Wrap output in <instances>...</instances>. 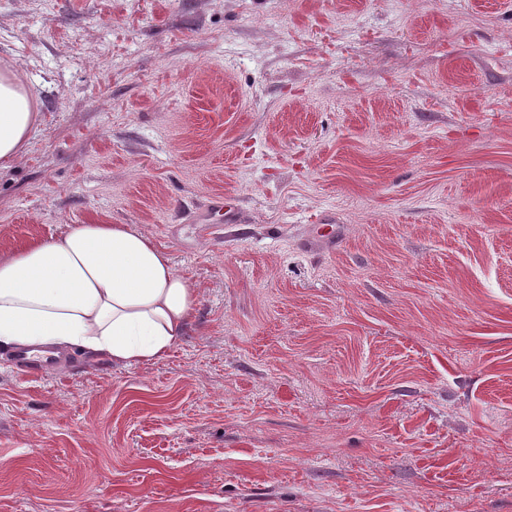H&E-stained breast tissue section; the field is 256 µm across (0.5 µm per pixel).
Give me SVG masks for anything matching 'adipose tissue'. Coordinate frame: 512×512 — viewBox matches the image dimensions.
I'll list each match as a JSON object with an SVG mask.
<instances>
[{
  "label": "adipose tissue",
  "mask_w": 512,
  "mask_h": 512,
  "mask_svg": "<svg viewBox=\"0 0 512 512\" xmlns=\"http://www.w3.org/2000/svg\"><path fill=\"white\" fill-rule=\"evenodd\" d=\"M37 102L0 68V168L38 127ZM197 292L133 224H75L0 257V351L73 347L126 366L163 360L189 326Z\"/></svg>",
  "instance_id": "ef3b65f1"
}]
</instances>
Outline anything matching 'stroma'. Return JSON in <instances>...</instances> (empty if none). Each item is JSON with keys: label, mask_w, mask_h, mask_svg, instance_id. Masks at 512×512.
<instances>
[{"label": "stroma", "mask_w": 512, "mask_h": 512, "mask_svg": "<svg viewBox=\"0 0 512 512\" xmlns=\"http://www.w3.org/2000/svg\"><path fill=\"white\" fill-rule=\"evenodd\" d=\"M6 64L0 254L133 224L199 299L148 366L0 352V512H512V0H0ZM37 102L9 67L0 68V168L10 167L38 127Z\"/></svg>", "instance_id": "1"}]
</instances>
